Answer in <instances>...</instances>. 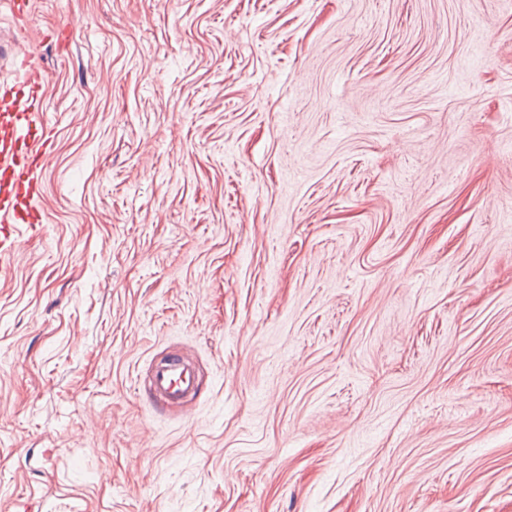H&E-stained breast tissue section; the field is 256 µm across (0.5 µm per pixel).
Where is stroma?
<instances>
[{
  "mask_svg": "<svg viewBox=\"0 0 512 512\" xmlns=\"http://www.w3.org/2000/svg\"><path fill=\"white\" fill-rule=\"evenodd\" d=\"M19 45L0 512H512V0L0 2ZM24 69L21 82L0 85V260L15 240L6 230L15 224H40L31 201L41 192L37 160L53 145L52 129L41 118L44 80L32 64L29 49L17 54ZM3 233V239H1ZM200 381L196 365L182 354H173L151 362L144 386L152 400L180 405L199 396Z\"/></svg>",
  "mask_w": 512,
  "mask_h": 512,
  "instance_id": "obj_1",
  "label": "stroma"
}]
</instances>
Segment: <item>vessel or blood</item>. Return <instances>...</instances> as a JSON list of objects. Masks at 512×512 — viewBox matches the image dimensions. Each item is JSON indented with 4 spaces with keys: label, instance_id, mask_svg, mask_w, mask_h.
Segmentation results:
<instances>
[{
    "label": "vessel or blood",
    "instance_id": "b4317fda",
    "mask_svg": "<svg viewBox=\"0 0 512 512\" xmlns=\"http://www.w3.org/2000/svg\"><path fill=\"white\" fill-rule=\"evenodd\" d=\"M22 81L0 85V260L13 245L7 229L17 224H38L42 217L31 201L41 191L37 160L49 151L54 136L41 118L44 81L29 51L19 54ZM201 376L196 365L181 354L153 360L144 386L149 398L179 405L198 396Z\"/></svg>",
    "mask_w": 512,
    "mask_h": 512
}]
</instances>
